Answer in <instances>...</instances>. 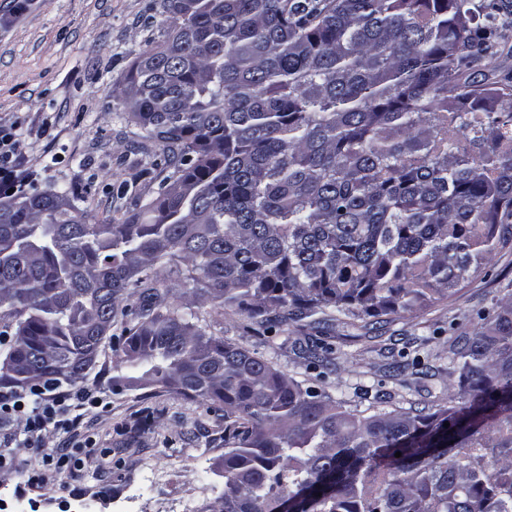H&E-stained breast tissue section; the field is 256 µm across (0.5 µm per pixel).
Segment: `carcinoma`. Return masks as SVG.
<instances>
[{
	"label": "carcinoma",
	"instance_id": "1",
	"mask_svg": "<svg viewBox=\"0 0 512 512\" xmlns=\"http://www.w3.org/2000/svg\"><path fill=\"white\" fill-rule=\"evenodd\" d=\"M162 8L171 26L133 62L120 118L162 145L168 174L120 219L67 186L3 196L0 321L15 339L0 380L82 384L119 326L114 381L130 370L224 417L211 512H277L307 491L304 512H512V301L450 345L448 406L415 414L379 396L348 409L166 302L174 281L271 342L290 322L383 323L485 267L512 243L508 4ZM299 353L332 364L320 337Z\"/></svg>",
	"mask_w": 512,
	"mask_h": 512
}]
</instances>
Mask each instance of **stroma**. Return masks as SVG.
<instances>
[{"instance_id": "35a3bbf8", "label": "stroma", "mask_w": 512, "mask_h": 512, "mask_svg": "<svg viewBox=\"0 0 512 512\" xmlns=\"http://www.w3.org/2000/svg\"><path fill=\"white\" fill-rule=\"evenodd\" d=\"M169 25L161 0H0V128L13 135L14 154L34 184L70 185L90 215L136 210L163 169L159 143L120 120L126 75L141 54L155 49ZM512 298V250H495L486 268L448 296L421 310L394 314L367 331L348 320L330 332L331 368H311L291 327L278 348L246 330L242 316L225 311L215 334L273 361L280 371L358 403L364 392L384 393L389 407L435 411L446 406L448 348L472 331L481 312ZM437 367L435 376H393L396 353ZM116 355L104 348L87 389L105 405L81 410L70 432L47 427L46 448L76 440L92 451L68 470L34 453L22 422L0 429V512H175L183 504L210 512L224 492V422L207 404L158 386L113 383ZM43 482L28 487L30 471Z\"/></svg>"}]
</instances>
